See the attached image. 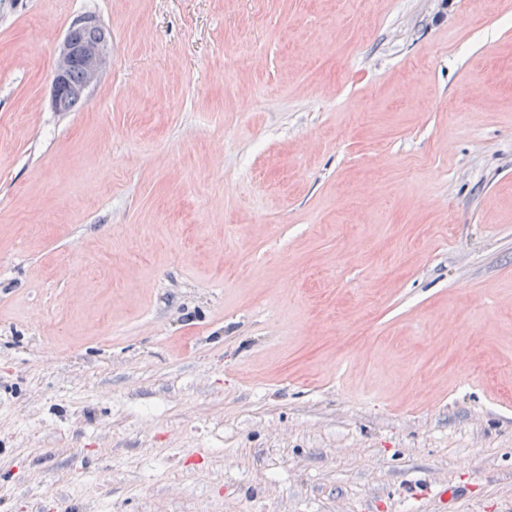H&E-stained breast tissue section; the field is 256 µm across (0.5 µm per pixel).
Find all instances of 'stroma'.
I'll return each mask as SVG.
<instances>
[{"instance_id":"35a3bbf8","label":"stroma","mask_w":512,"mask_h":512,"mask_svg":"<svg viewBox=\"0 0 512 512\" xmlns=\"http://www.w3.org/2000/svg\"><path fill=\"white\" fill-rule=\"evenodd\" d=\"M68 506L512 512V0H0V512ZM99 27L100 25L94 16H84L73 23L60 46L51 80L52 103L55 109L60 107L62 100L59 112H72L83 103L86 95L82 92V89L88 91L98 81L102 69L112 56L111 44L105 39H97L102 36L111 39L108 29L103 26L100 31H82L96 30ZM73 31H80L76 35L77 39L89 41L75 40L72 36ZM76 64H79L82 69L75 66ZM73 66L75 67L69 74ZM68 74L69 90L62 99L68 87Z\"/></svg>"}]
</instances>
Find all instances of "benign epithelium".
Listing matches in <instances>:
<instances>
[{"instance_id":"7a95c632","label":"benign epithelium","mask_w":512,"mask_h":512,"mask_svg":"<svg viewBox=\"0 0 512 512\" xmlns=\"http://www.w3.org/2000/svg\"><path fill=\"white\" fill-rule=\"evenodd\" d=\"M97 19L91 15L76 20L66 34L52 72L51 88L54 108H59L62 97L68 87V74L75 65H80L84 72L83 90H89L99 79L102 69L112 56V46L105 39L77 41L72 32L96 30Z\"/></svg>"}]
</instances>
